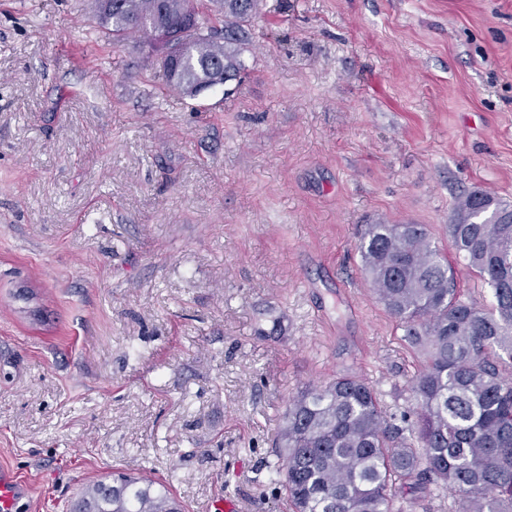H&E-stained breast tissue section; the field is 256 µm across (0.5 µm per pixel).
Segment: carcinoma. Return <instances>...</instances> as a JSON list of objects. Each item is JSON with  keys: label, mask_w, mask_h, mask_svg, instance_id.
<instances>
[{"label": "carcinoma", "mask_w": 512, "mask_h": 512, "mask_svg": "<svg viewBox=\"0 0 512 512\" xmlns=\"http://www.w3.org/2000/svg\"><path fill=\"white\" fill-rule=\"evenodd\" d=\"M90 0L118 45L131 35L164 54L163 85L180 99L237 80L258 0ZM456 253L491 291L465 298L453 266L421 224H370L357 243L377 301L423 355L410 381L417 410L399 425L362 377L343 374L288 405L266 463L291 512H405L402 487H448L458 512H512V206L482 190L461 196L448 225ZM71 512H184L167 485L118 473L92 481Z\"/></svg>", "instance_id": "cac0c4a2"}]
</instances>
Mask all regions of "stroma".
Listing matches in <instances>:
<instances>
[{
  "label": "stroma",
  "mask_w": 512,
  "mask_h": 512,
  "mask_svg": "<svg viewBox=\"0 0 512 512\" xmlns=\"http://www.w3.org/2000/svg\"><path fill=\"white\" fill-rule=\"evenodd\" d=\"M241 84L182 102L89 0H0V469L18 512L112 472L289 512L288 403L357 374L413 413L367 224L452 253L458 198L512 205V0H259ZM25 489L20 481L10 472H0V511L15 512L17 503L24 495Z\"/></svg>",
  "instance_id": "stroma-1"
}]
</instances>
